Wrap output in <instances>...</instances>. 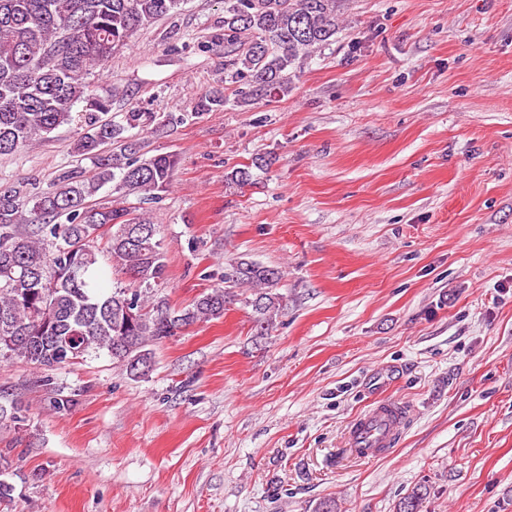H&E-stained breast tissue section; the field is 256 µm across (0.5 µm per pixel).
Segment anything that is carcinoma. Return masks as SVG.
<instances>
[{"instance_id":"obj_1","label":"carcinoma","mask_w":512,"mask_h":512,"mask_svg":"<svg viewBox=\"0 0 512 512\" xmlns=\"http://www.w3.org/2000/svg\"><path fill=\"white\" fill-rule=\"evenodd\" d=\"M181 0H0V156L80 119L76 147L93 174L61 172L50 189L25 207L14 189L0 191V359L16 355L40 367L69 365L107 352L132 376L152 363L153 343L196 322L224 315L217 285L182 309L153 291L166 279L160 226L135 206L93 205L107 184L122 198L157 200L169 191L178 158L144 157L128 131L152 122L128 112L125 123L103 120L109 101L87 76L105 69L115 50L168 15ZM337 0H224V40L242 46L224 64V82L240 84L243 102L293 90L296 64L336 40ZM224 109V92L194 98L193 111L170 114L180 124ZM66 222H58L59 218ZM129 276L135 288H109L99 257ZM281 272L240 261L224 282L247 285L258 335L274 325ZM426 490H412L398 512H422Z\"/></svg>"}]
</instances>
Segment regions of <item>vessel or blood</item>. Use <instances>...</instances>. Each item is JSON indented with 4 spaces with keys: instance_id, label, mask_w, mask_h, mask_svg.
I'll return each mask as SVG.
<instances>
[{
    "instance_id": "b4317fda",
    "label": "vessel or blood",
    "mask_w": 512,
    "mask_h": 512,
    "mask_svg": "<svg viewBox=\"0 0 512 512\" xmlns=\"http://www.w3.org/2000/svg\"><path fill=\"white\" fill-rule=\"evenodd\" d=\"M402 416L393 402H380L358 416L352 423L347 445L357 456L375 458L393 446L401 429Z\"/></svg>"
}]
</instances>
